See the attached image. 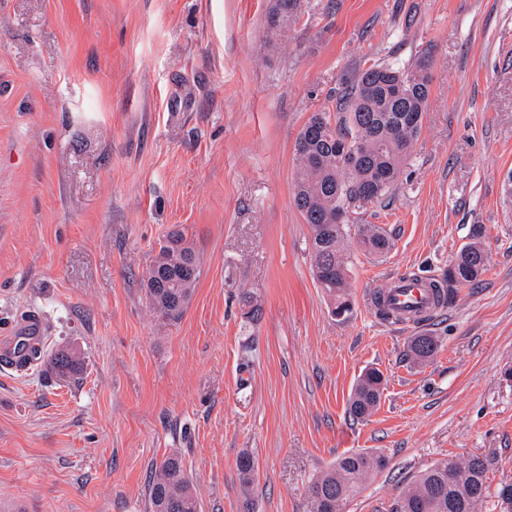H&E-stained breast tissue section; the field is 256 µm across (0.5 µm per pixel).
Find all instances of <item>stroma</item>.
Wrapping results in <instances>:
<instances>
[{
	"label": "stroma",
	"mask_w": 512,
	"mask_h": 512,
	"mask_svg": "<svg viewBox=\"0 0 512 512\" xmlns=\"http://www.w3.org/2000/svg\"><path fill=\"white\" fill-rule=\"evenodd\" d=\"M0 0V340L40 318L44 349L84 355L70 380L0 367V505L147 512L151 466L178 452L201 512H313L308 487L346 453L384 470L347 512H394L439 461L490 462L481 512L512 484V0ZM429 55L423 129L354 251L351 316L317 287L292 202L294 145L360 69ZM485 230L481 280L429 328L370 296L439 278ZM182 229L201 274L179 320L148 308V272ZM260 308L244 317L245 301ZM385 388L353 420L364 369ZM256 461L252 480L237 468ZM268 13L269 29L278 33L288 28V22L297 14V0H273ZM438 347L437 340L429 333L413 336L409 344L410 355L418 361H425L432 357Z\"/></svg>",
	"instance_id": "35a3bbf8"
}]
</instances>
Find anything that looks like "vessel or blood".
Instances as JSON below:
<instances>
[{"instance_id":"obj_1","label":"vessel or blood","mask_w":512,"mask_h":512,"mask_svg":"<svg viewBox=\"0 0 512 512\" xmlns=\"http://www.w3.org/2000/svg\"><path fill=\"white\" fill-rule=\"evenodd\" d=\"M380 297L395 320L408 326H423L442 309L431 279L418 275L395 279Z\"/></svg>"}]
</instances>
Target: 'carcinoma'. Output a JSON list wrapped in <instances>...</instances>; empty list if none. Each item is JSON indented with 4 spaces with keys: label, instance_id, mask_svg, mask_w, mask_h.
I'll list each match as a JSON object with an SVG mask.
<instances>
[{
    "label": "carcinoma",
    "instance_id": "carcinoma-1",
    "mask_svg": "<svg viewBox=\"0 0 512 512\" xmlns=\"http://www.w3.org/2000/svg\"><path fill=\"white\" fill-rule=\"evenodd\" d=\"M297 14V0H272L269 29L288 28ZM428 56L413 64L375 63L361 70L339 97L336 113L313 114L302 127L294 147L293 204L310 230L309 252L314 278L337 317L352 312L348 293L352 267L350 238L363 253L387 255L392 239L379 224L363 223L367 207L384 203L392 194L401 167L408 161L422 132L432 76ZM344 214L342 223L336 215ZM355 233H350V229ZM484 230L473 226L471 242L461 248L441 284L447 296L453 287L474 284L486 272ZM200 276L193 247L179 230L161 244L148 272L147 296L152 313L161 319L179 318ZM438 347L429 333L412 337L410 355L425 361ZM21 361L33 358L59 379L79 374L84 362L70 347L41 352L34 338L16 344ZM383 375L362 373L349 399V413L366 420L380 400ZM387 464L376 452L348 453L317 475L309 486L313 512H345L368 480ZM489 461L479 455L448 458L417 476L401 493L396 512H480L487 495ZM192 478L180 454L172 452L153 467L147 512H200Z\"/></svg>",
    "mask_w": 512,
    "mask_h": 512
}]
</instances>
